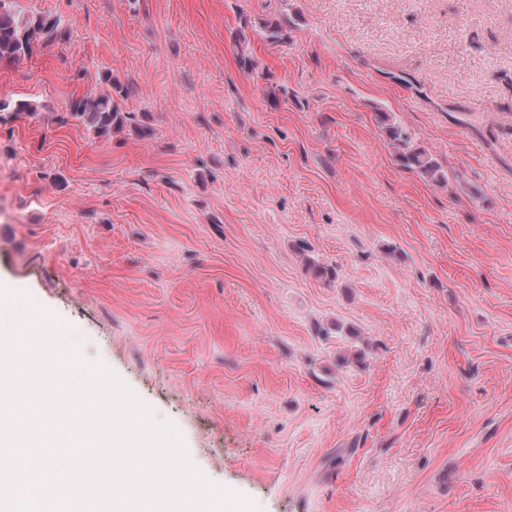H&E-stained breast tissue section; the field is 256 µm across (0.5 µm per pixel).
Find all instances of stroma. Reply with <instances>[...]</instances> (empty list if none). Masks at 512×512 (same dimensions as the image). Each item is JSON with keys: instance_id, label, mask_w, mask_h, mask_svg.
<instances>
[{"instance_id": "35a3bbf8", "label": "stroma", "mask_w": 512, "mask_h": 512, "mask_svg": "<svg viewBox=\"0 0 512 512\" xmlns=\"http://www.w3.org/2000/svg\"><path fill=\"white\" fill-rule=\"evenodd\" d=\"M12 6L63 37L0 62L38 105L0 123V282L239 512H512V0ZM275 15L290 40L249 32L242 72L230 31ZM106 71L153 137L63 122ZM378 124L388 143L394 147L395 160L404 170L425 181L448 185V175L429 149L414 141L412 134L388 112H378Z\"/></svg>"}]
</instances>
